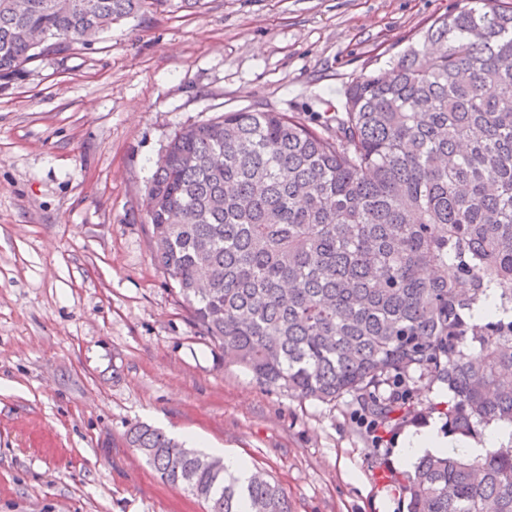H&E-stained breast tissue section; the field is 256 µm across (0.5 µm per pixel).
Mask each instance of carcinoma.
I'll list each match as a JSON object with an SVG mask.
<instances>
[{"label": "carcinoma", "mask_w": 512, "mask_h": 512, "mask_svg": "<svg viewBox=\"0 0 512 512\" xmlns=\"http://www.w3.org/2000/svg\"><path fill=\"white\" fill-rule=\"evenodd\" d=\"M171 2L0 0V86ZM332 120L334 136L245 108L176 133L148 188L156 267L266 387L350 395L381 429L410 415L419 378L447 390L450 433L512 423V7L465 0ZM127 442L207 512H291L261 470L242 482L145 424ZM402 479L406 512H512V442L426 454Z\"/></svg>", "instance_id": "carcinoma-1"}]
</instances>
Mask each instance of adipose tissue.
Segmentation results:
<instances>
[{
    "label": "adipose tissue",
    "mask_w": 512,
    "mask_h": 512,
    "mask_svg": "<svg viewBox=\"0 0 512 512\" xmlns=\"http://www.w3.org/2000/svg\"><path fill=\"white\" fill-rule=\"evenodd\" d=\"M512 441V426L494 424L487 428L480 439H462L450 434L443 435L438 427L427 425L413 429L400 442L399 456L402 461H410L424 454H459L472 457L483 454L485 449Z\"/></svg>",
    "instance_id": "ef3b65f1"
}]
</instances>
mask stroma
Here are the masks:
<instances>
[{"label":"stroma","instance_id":"obj_1","mask_svg":"<svg viewBox=\"0 0 512 512\" xmlns=\"http://www.w3.org/2000/svg\"><path fill=\"white\" fill-rule=\"evenodd\" d=\"M463 0H203L146 11L0 89V512H206L127 443L146 423L268 471L292 512H403L352 396L258 384L152 261L147 186L182 127L245 107L317 131Z\"/></svg>","mask_w":512,"mask_h":512}]
</instances>
